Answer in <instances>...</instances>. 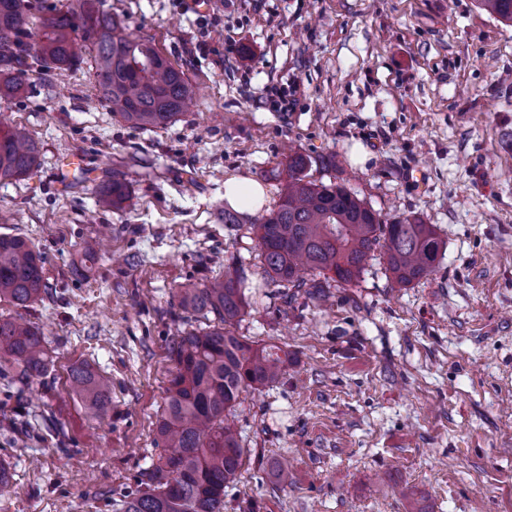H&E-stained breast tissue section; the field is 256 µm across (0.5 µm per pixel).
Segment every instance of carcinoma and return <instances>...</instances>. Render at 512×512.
I'll return each mask as SVG.
<instances>
[{
  "label": "carcinoma",
  "instance_id": "1",
  "mask_svg": "<svg viewBox=\"0 0 512 512\" xmlns=\"http://www.w3.org/2000/svg\"><path fill=\"white\" fill-rule=\"evenodd\" d=\"M481 9L512 22V0H478ZM90 58L96 100L127 126L163 128L186 112L193 90L184 72L151 41L136 37L103 8V0H65L48 12L31 0H0V99L21 95L30 75L75 68ZM40 144L20 126H0V183L29 175L39 165ZM309 163L301 154L288 157L285 184L267 215L249 219L226 206L222 220L238 227L251 223L258 239L263 269L283 289L314 288L301 272H331L340 284L361 276L371 253L379 249L400 286L433 272L445 247L435 225L417 218L385 223L381 214L340 184L308 179ZM123 163L102 171L95 182L96 204L123 208L130 188ZM101 253L97 238L84 241V263ZM247 285L230 272L206 283L178 288V309L207 319L201 331L182 329L169 353L175 372L158 420V461L144 469L137 488L126 497L122 512H223L224 488L244 466V449L230 414L241 393L279 383L290 358L277 346L258 345L228 327L246 313ZM53 295L45 257L21 235L0 234V300L28 308ZM53 359L45 337L34 324L0 318V384L5 400L4 435L15 444L31 438L65 435L56 428L36 429L30 420L23 387L43 378ZM71 391L95 417L112 404L111 382L88 363L70 371Z\"/></svg>",
  "mask_w": 512,
  "mask_h": 512
}]
</instances>
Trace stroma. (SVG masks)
<instances>
[{
	"label": "stroma",
	"instance_id": "stroma-1",
	"mask_svg": "<svg viewBox=\"0 0 512 512\" xmlns=\"http://www.w3.org/2000/svg\"><path fill=\"white\" fill-rule=\"evenodd\" d=\"M153 40L197 92L162 129L92 107V73L31 75L0 99V123L43 145L33 174L0 184V234L46 257L53 300L0 316L42 328L50 374L26 387L68 438L0 440L13 488L0 512H121L155 462L174 371L176 290L237 271L249 306L235 335L284 346L286 375L242 393L234 420L246 463L224 512H512V23L477 0H105ZM292 90L287 111L271 88ZM368 154L353 159L355 146ZM310 179L344 185L387 221L435 225L431 274L397 285L382 252L352 284L291 302L264 283L258 240L219 213L246 177L279 200L291 154ZM131 158V198L102 209L94 172ZM111 237L94 264L79 250ZM93 364L112 407L92 418L69 388ZM290 460L287 484L270 465Z\"/></svg>",
	"mask_w": 512,
	"mask_h": 512
}]
</instances>
